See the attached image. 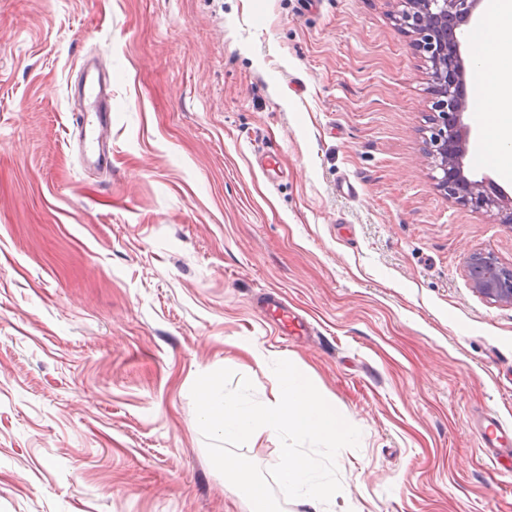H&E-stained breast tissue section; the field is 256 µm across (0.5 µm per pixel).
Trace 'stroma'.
Segmentation results:
<instances>
[{
  "instance_id": "obj_1",
  "label": "stroma",
  "mask_w": 512,
  "mask_h": 512,
  "mask_svg": "<svg viewBox=\"0 0 512 512\" xmlns=\"http://www.w3.org/2000/svg\"><path fill=\"white\" fill-rule=\"evenodd\" d=\"M404 8L0 0V512H247L190 391L227 367L265 402L279 359L361 432L327 512H512V452L477 433L512 426V306L467 272L512 268V227L437 184ZM478 434L483 444L491 448L496 444L503 446V440L508 438V428L502 422L494 417L485 418L478 428ZM502 448H498L501 450Z\"/></svg>"
}]
</instances>
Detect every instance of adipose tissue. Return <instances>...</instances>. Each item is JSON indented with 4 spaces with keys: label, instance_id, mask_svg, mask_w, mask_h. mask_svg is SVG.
I'll list each match as a JSON object with an SVG mask.
<instances>
[{
    "label": "adipose tissue",
    "instance_id": "adipose-tissue-1",
    "mask_svg": "<svg viewBox=\"0 0 512 512\" xmlns=\"http://www.w3.org/2000/svg\"><path fill=\"white\" fill-rule=\"evenodd\" d=\"M470 50L478 63L474 92L480 146L502 178L512 179V0H486Z\"/></svg>",
    "mask_w": 512,
    "mask_h": 512
}]
</instances>
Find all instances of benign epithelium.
Wrapping results in <instances>:
<instances>
[{
	"instance_id": "7a95c632",
	"label": "benign epithelium",
	"mask_w": 512,
	"mask_h": 512,
	"mask_svg": "<svg viewBox=\"0 0 512 512\" xmlns=\"http://www.w3.org/2000/svg\"><path fill=\"white\" fill-rule=\"evenodd\" d=\"M400 25L416 36V46L430 63L434 122L427 139L428 154L442 176L439 185L448 196L479 208L496 209L501 222L512 224V196L487 175L470 178L464 158L471 134L464 123L468 98L465 61L457 30L469 23L482 0H405ZM473 289L500 304L512 305V269L489 257L475 256L468 264Z\"/></svg>"
}]
</instances>
